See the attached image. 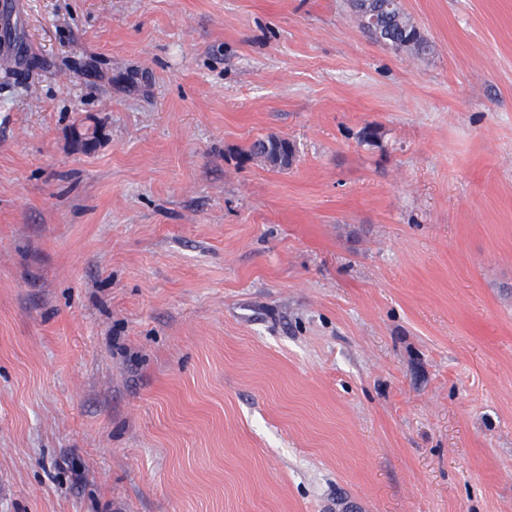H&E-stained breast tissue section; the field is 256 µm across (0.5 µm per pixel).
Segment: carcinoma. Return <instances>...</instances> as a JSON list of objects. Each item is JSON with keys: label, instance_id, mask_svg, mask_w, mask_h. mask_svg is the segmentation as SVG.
Wrapping results in <instances>:
<instances>
[{"label": "carcinoma", "instance_id": "obj_1", "mask_svg": "<svg viewBox=\"0 0 512 512\" xmlns=\"http://www.w3.org/2000/svg\"><path fill=\"white\" fill-rule=\"evenodd\" d=\"M353 13L364 32L377 42L415 56L434 52L433 42L394 0H363V8Z\"/></svg>", "mask_w": 512, "mask_h": 512}]
</instances>
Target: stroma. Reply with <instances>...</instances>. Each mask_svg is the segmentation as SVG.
<instances>
[{
	"label": "stroma",
	"mask_w": 512,
	"mask_h": 512,
	"mask_svg": "<svg viewBox=\"0 0 512 512\" xmlns=\"http://www.w3.org/2000/svg\"><path fill=\"white\" fill-rule=\"evenodd\" d=\"M401 4L25 0L0 512H512V0ZM352 1H363V8L359 10L350 4L364 32L375 41L415 56L434 52L433 42L424 36L414 19L393 0ZM372 19L374 23H370ZM364 21L369 25H365Z\"/></svg>",
	"instance_id": "obj_1"
}]
</instances>
